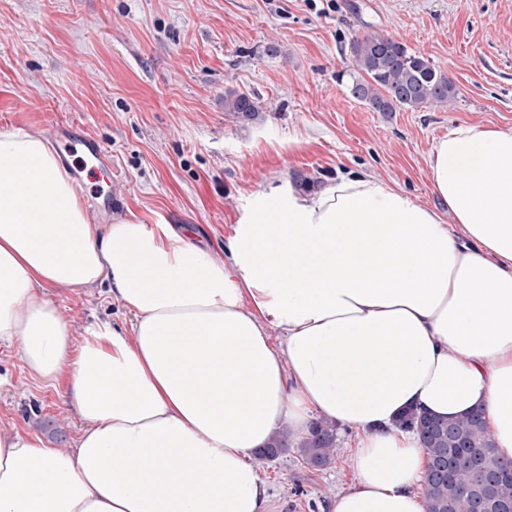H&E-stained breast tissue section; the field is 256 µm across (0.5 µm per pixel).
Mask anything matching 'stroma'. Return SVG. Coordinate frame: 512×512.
Instances as JSON below:
<instances>
[{"mask_svg": "<svg viewBox=\"0 0 512 512\" xmlns=\"http://www.w3.org/2000/svg\"><path fill=\"white\" fill-rule=\"evenodd\" d=\"M379 32L447 73V108L375 112L340 75L349 43ZM279 52H266L269 43ZM258 97L260 121L241 125L224 93ZM75 120L112 153V221L183 225L223 251L252 194L309 177L321 188L365 171L447 214L428 161L461 125L512 127V0H0V132L53 138ZM45 294L73 343L88 327L130 332L132 312L105 288ZM31 374L24 343L0 346V435H35L73 451L84 427ZM314 469L288 451L255 461L270 512H332L355 481V436Z\"/></svg>", "mask_w": 512, "mask_h": 512, "instance_id": "35a3bbf8", "label": "stroma"}]
</instances>
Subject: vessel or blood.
<instances>
[{
    "label": "vessel or blood",
    "instance_id": "obj_1",
    "mask_svg": "<svg viewBox=\"0 0 512 512\" xmlns=\"http://www.w3.org/2000/svg\"><path fill=\"white\" fill-rule=\"evenodd\" d=\"M56 136L63 158L72 162L71 172L77 181H95L98 172L110 170L112 156L96 139L86 135L76 124L57 127Z\"/></svg>",
    "mask_w": 512,
    "mask_h": 512
}]
</instances>
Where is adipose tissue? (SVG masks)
<instances>
[{
    "mask_svg": "<svg viewBox=\"0 0 512 512\" xmlns=\"http://www.w3.org/2000/svg\"><path fill=\"white\" fill-rule=\"evenodd\" d=\"M429 176L457 231L352 173L256 193L219 260L187 228L89 223L50 141L0 133V345L86 422L71 452L0 436V512H268L256 450L317 416L359 438L332 512H426L410 408L481 410L512 460V128L453 129ZM98 284L132 331L72 345L45 291Z\"/></svg>",
    "mask_w": 512,
    "mask_h": 512,
    "instance_id": "ef3b65f1",
    "label": "adipose tissue"
}]
</instances>
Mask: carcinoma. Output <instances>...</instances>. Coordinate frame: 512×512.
I'll use <instances>...</instances> for the list:
<instances>
[{
	"label": "carcinoma",
	"instance_id": "cac0c4a2",
	"mask_svg": "<svg viewBox=\"0 0 512 512\" xmlns=\"http://www.w3.org/2000/svg\"><path fill=\"white\" fill-rule=\"evenodd\" d=\"M345 72L352 96L375 112L444 108L454 101L455 84L429 60L393 37L372 32L350 43ZM224 111L241 123H254L260 108L246 93L224 95ZM401 426L415 431L431 462L424 479L426 512H509L512 509V461L494 452V441L479 415L432 416L408 409ZM290 448L284 433L272 437L259 457L277 458ZM302 460L322 468L338 454L336 429L325 420L311 426L298 445Z\"/></svg>",
	"mask_w": 512,
	"mask_h": 512
}]
</instances>
